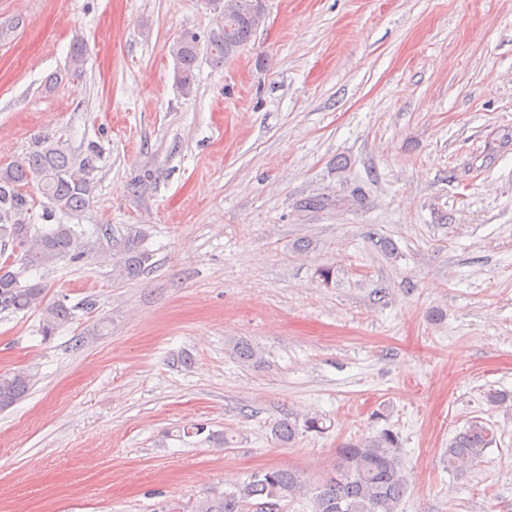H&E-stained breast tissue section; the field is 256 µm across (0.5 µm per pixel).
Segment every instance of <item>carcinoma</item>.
<instances>
[{"mask_svg":"<svg viewBox=\"0 0 512 512\" xmlns=\"http://www.w3.org/2000/svg\"><path fill=\"white\" fill-rule=\"evenodd\" d=\"M224 26L208 37L212 65L224 60L250 41L265 22L266 15L255 9L256 0H225ZM176 62L177 81L184 94L192 92L194 70L200 46L192 37L181 36L171 49ZM97 152L90 150L76 159L67 143L54 134L34 139L25 156L0 166V241L18 246L25 262L20 266L0 264V310H36L41 314V333L46 339L72 319L71 310L60 300H46L45 287L25 282L26 276L68 259L84 256L82 233L74 224H54L48 230H35L25 222L34 199L25 191L33 186L46 200L47 214L76 215L85 211L92 196L91 173ZM142 234L110 237L112 255L121 274L134 279L144 272L150 254L142 249ZM237 360L256 364L260 352L250 343L233 346ZM32 377L24 371L0 374V410L24 398ZM494 441V432L481 421L473 422L448 441L445 462L448 469L462 472L484 456ZM408 489L403 473L399 437L389 429L361 441L343 443L337 448L336 467L308 489L300 474L290 468H269L252 474L231 490L210 491L194 505L192 512H283L288 500L311 493L310 512H398Z\"/></svg>","mask_w":512,"mask_h":512,"instance_id":"carcinoma-1","label":"carcinoma"}]
</instances>
